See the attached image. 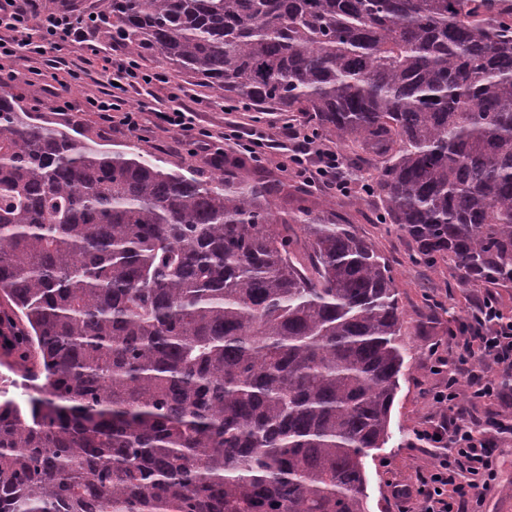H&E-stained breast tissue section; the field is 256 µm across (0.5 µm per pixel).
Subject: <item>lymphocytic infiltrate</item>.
Masks as SVG:
<instances>
[{"label":"lymphocytic infiltrate","instance_id":"f902f5d3","mask_svg":"<svg viewBox=\"0 0 512 512\" xmlns=\"http://www.w3.org/2000/svg\"><path fill=\"white\" fill-rule=\"evenodd\" d=\"M100 24V18L75 16L68 7L42 11L39 0H0V61L16 57L21 50L28 58L43 59L58 50L60 40L83 42L88 31ZM101 75L106 84L118 86L117 94L89 101L105 123L115 122L136 131L152 118L157 126L192 141L197 152L218 154L227 145L258 162L265 160L277 134L290 143L284 167L295 170L306 185L344 195L352 191L340 151L306 124L287 121L273 135L230 125L217 141L198 129L194 109L182 103L163 111L146 104L135 112L122 111V93L160 80V73L143 70L133 60L109 58ZM429 355L444 384L431 394L436 417L422 423L415 435L426 447L437 449L438 455L429 467L420 470L413 489L398 493L399 512H481L485 495L497 480L493 441L512 436V418L484 421L466 411L464 405L499 395L497 372L512 373V318L503 316L493 294L484 293L477 312L465 326L464 337L433 346Z\"/></svg>","mask_w":512,"mask_h":512}]
</instances>
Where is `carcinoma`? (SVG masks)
Listing matches in <instances>:
<instances>
[{
    "instance_id": "obj_1",
    "label": "carcinoma",
    "mask_w": 512,
    "mask_h": 512,
    "mask_svg": "<svg viewBox=\"0 0 512 512\" xmlns=\"http://www.w3.org/2000/svg\"><path fill=\"white\" fill-rule=\"evenodd\" d=\"M112 31L350 152L389 233L512 286L502 0H109ZM245 162L171 170L0 92V512H368L407 348L389 261ZM17 368L14 358L0 350V390L5 386L9 389V397L23 402L34 392L31 387L24 385L22 378L17 374ZM11 381L16 382V387H12Z\"/></svg>"
}]
</instances>
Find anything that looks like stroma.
Instances as JSON below:
<instances>
[{"label":"stroma","instance_id":"35a3bbf8","mask_svg":"<svg viewBox=\"0 0 512 512\" xmlns=\"http://www.w3.org/2000/svg\"><path fill=\"white\" fill-rule=\"evenodd\" d=\"M68 49L70 59L85 68V75L74 79L65 71L47 66L36 75L29 62L18 58L0 68V91L14 95L33 124L64 129L77 136L85 134L109 148L151 156L170 169L211 170L212 157L195 153L192 144L173 132L155 127L131 132L119 125L103 123L90 110L87 100L99 91L95 79L100 75L102 60L112 53V37L107 26L90 32L88 43H72ZM139 63L142 68L165 73L166 83L152 87L160 99H167L170 93L179 90L197 99V123L211 133L223 132L229 122L239 123L248 131L267 132L288 118L287 113L276 110L225 111L223 100L161 56L149 54L140 57ZM312 200L317 204L332 201L361 235L376 244L388 259L398 283L399 304L404 315L403 341L410 349L411 359L400 379L392 408V437L386 448L374 451L366 465L369 512H396V489L412 488L417 472L431 462L434 454L433 449L421 447L414 437L420 424L433 415L427 392L439 382L429 367L428 347L447 341L450 335H461L465 318L482 291L455 287L456 271L444 262L429 268L413 265L412 241L387 233L384 225L376 223L378 205L369 195L334 196L316 187L312 190ZM430 302L443 304L445 311L429 324H420L418 314ZM495 464L498 478L486 496L483 510L512 512L511 440L500 443Z\"/></svg>","mask_w":512,"mask_h":512}]
</instances>
